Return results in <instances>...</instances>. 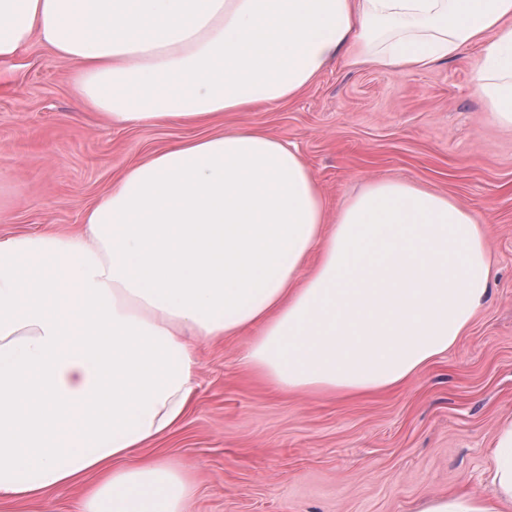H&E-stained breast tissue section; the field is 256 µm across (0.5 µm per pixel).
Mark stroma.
<instances>
[{"label":"stroma","mask_w":512,"mask_h":512,"mask_svg":"<svg viewBox=\"0 0 512 512\" xmlns=\"http://www.w3.org/2000/svg\"><path fill=\"white\" fill-rule=\"evenodd\" d=\"M472 57L400 74L341 60L291 101L225 114L224 129L297 145L331 206L373 179L447 194L484 224L496 264L468 331L393 392H278L241 367L247 336L200 346L187 416L146 449L198 465L187 512H415L490 492L496 431L512 415V130L471 94ZM73 73L36 44L0 79L1 236L75 231L128 166L204 133L109 125L76 100Z\"/></svg>","instance_id":"obj_1"}]
</instances>
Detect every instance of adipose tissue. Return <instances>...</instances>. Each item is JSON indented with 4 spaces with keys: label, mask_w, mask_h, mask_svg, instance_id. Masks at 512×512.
I'll list each match as a JSON object with an SVG mask.
<instances>
[{
    "label": "adipose tissue",
    "mask_w": 512,
    "mask_h": 512,
    "mask_svg": "<svg viewBox=\"0 0 512 512\" xmlns=\"http://www.w3.org/2000/svg\"><path fill=\"white\" fill-rule=\"evenodd\" d=\"M39 41L112 125L211 134L122 173L75 233L0 237V498L185 512L194 469L144 448L177 429L202 343L283 392L394 390L448 352L493 276L474 212L402 180L337 209L303 156L228 112L294 99L340 57L401 73L481 48L470 86L512 127V0H0V65ZM491 494L416 512H512V417Z\"/></svg>",
    "instance_id": "adipose-tissue-1"
}]
</instances>
